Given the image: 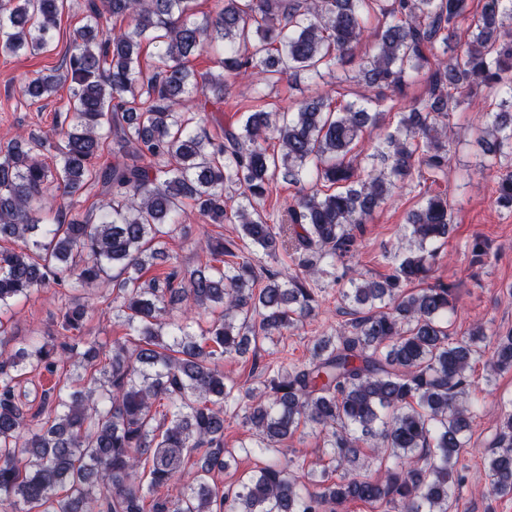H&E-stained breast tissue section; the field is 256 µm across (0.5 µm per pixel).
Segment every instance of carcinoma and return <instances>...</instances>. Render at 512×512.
Wrapping results in <instances>:
<instances>
[{"instance_id":"cac0c4a2","label":"carcinoma","mask_w":512,"mask_h":512,"mask_svg":"<svg viewBox=\"0 0 512 512\" xmlns=\"http://www.w3.org/2000/svg\"><path fill=\"white\" fill-rule=\"evenodd\" d=\"M69 0H0V54L48 50ZM383 22L373 53L351 62L366 23ZM128 20L113 32L112 20ZM156 48L145 72L142 45ZM212 52L218 72L190 58ZM427 94L379 136L360 170L353 150L382 108L423 68ZM253 70L266 85L288 79L356 82L372 95L337 105L327 95L294 112L258 109L237 128L207 131L206 105L224 103L226 76ZM69 83L55 154L19 136L0 146V312L40 288L64 290L61 341L0 350V512H323L351 501L385 512H448L456 461L475 419L473 364L484 356L482 327L452 340L450 287L431 284L453 207L448 177L450 119L484 85L502 95L486 112L478 144L500 171L496 202L512 209V0H89L60 69L27 79L28 100ZM113 162L99 164L104 151ZM102 185L99 216L76 212L81 191ZM280 182L292 202L269 223L265 205ZM419 188L408 216L409 253L380 280L351 281L342 300L352 318L314 339L301 366L264 373L243 389L220 362L274 342L314 309L306 276H332L353 256L356 231L396 189ZM237 198L227 210V200ZM191 204L213 224H238L241 239L274 256L288 249L305 275L287 280L257 266L233 239L209 245L211 263L141 272L171 258L169 241ZM112 318L131 338L105 352L81 335L93 310L77 294L110 278ZM418 289L404 291L409 284ZM220 309L190 325L173 309ZM71 363L83 369L42 391L33 405L29 375ZM512 369V333L497 338L491 372ZM253 430L252 451L280 458L224 491L214 473L236 449L224 446L225 415ZM486 493L512 495V399L502 402ZM323 434L347 475L315 474L279 447L299 429ZM371 447L375 480L348 476L360 445ZM197 466L169 494L191 456Z\"/></svg>"}]
</instances>
